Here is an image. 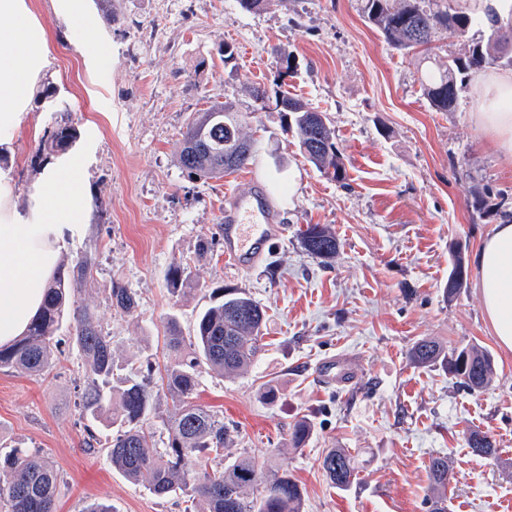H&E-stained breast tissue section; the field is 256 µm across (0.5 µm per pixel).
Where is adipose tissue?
I'll return each mask as SVG.
<instances>
[{
  "label": "adipose tissue",
  "instance_id": "adipose-tissue-1",
  "mask_svg": "<svg viewBox=\"0 0 512 512\" xmlns=\"http://www.w3.org/2000/svg\"><path fill=\"white\" fill-rule=\"evenodd\" d=\"M0 144L8 143L31 101L35 78L48 49L45 31L26 0H0ZM487 106L475 120L487 145L512 168V73L489 72L474 79ZM78 160H54L43 168L27 213L9 203L11 187L0 178V345L22 336L39 312L61 254L91 216ZM472 261L486 315L500 345L512 351V222L494 225Z\"/></svg>",
  "mask_w": 512,
  "mask_h": 512
}]
</instances>
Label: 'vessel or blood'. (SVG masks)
<instances>
[{"instance_id":"b4317fda","label":"vessel or blood","mask_w":512,"mask_h":512,"mask_svg":"<svg viewBox=\"0 0 512 512\" xmlns=\"http://www.w3.org/2000/svg\"><path fill=\"white\" fill-rule=\"evenodd\" d=\"M268 197L265 184L253 181L249 190L235 194L232 209L221 219L224 259L235 267L254 266L275 236Z\"/></svg>"}]
</instances>
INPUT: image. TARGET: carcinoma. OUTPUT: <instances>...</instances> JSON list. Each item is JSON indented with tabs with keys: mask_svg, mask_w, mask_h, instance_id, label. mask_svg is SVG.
<instances>
[{
	"mask_svg": "<svg viewBox=\"0 0 512 512\" xmlns=\"http://www.w3.org/2000/svg\"><path fill=\"white\" fill-rule=\"evenodd\" d=\"M361 13L393 48L431 50L436 36L449 31L467 37L471 27L489 30L484 44L475 43L461 57L446 63L426 56L431 71L422 77L423 95L436 112H452L457 100L458 81L472 72L496 66L512 67V30L503 29L497 14L467 12L454 0H360ZM275 100L291 102L295 109L286 130L295 133L307 160L320 173L341 182L345 179L342 154L327 117L285 91ZM78 139L74 125H57L41 140L38 153L64 154ZM322 147L313 149L312 142ZM253 144L241 134V122L228 104H213L198 113L183 136L179 163L188 177L210 179L238 170L252 158ZM307 254L325 263L336 257L339 242L323 224H310L302 233ZM93 254L87 253L68 269H58L44 302L27 331L11 344L0 346V371L39 375L53 365L55 341L65 317L74 286L92 275ZM452 269L460 280L448 277L443 294L450 300L466 284L464 253L452 255ZM113 308L125 315L137 309L136 295L119 282L104 285ZM215 303L201 311L192 336H182L176 321L168 322V360L160 376L161 389L172 399L174 411L166 417L156 412L155 368L148 363L123 379V385L108 396L114 372L109 337L98 328L94 313L73 309L75 341L88 366V383L81 394V408L94 421L112 429L107 457L112 468L127 478L143 483L156 496L181 495L200 506L199 512H303V492L288 472L280 471L256 458L239 454L222 470H208L206 455H224L232 435L224 419L194 402L202 369L237 373L247 370L263 350L261 327L265 313L249 293L238 288H219ZM417 366L438 365L465 388L479 392L490 382L493 357L475 346L446 350L433 339H420L410 350ZM161 418L167 434L162 448L152 447L153 435L147 421ZM313 423L302 419L293 424L290 441L301 448ZM473 453L497 458L495 440L473 431L467 437ZM334 487L346 490L357 476L352 455L343 448L330 449L320 461ZM429 512H447L448 461L433 457L429 463ZM59 478L57 469L36 452L12 448L0 453V509L3 512H55Z\"/></svg>",
	"mask_w": 512,
	"mask_h": 512,
	"instance_id": "1",
	"label": "carcinoma"
}]
</instances>
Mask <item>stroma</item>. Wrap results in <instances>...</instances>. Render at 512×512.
I'll return each mask as SVG.
<instances>
[{"label": "stroma", "instance_id": "obj_1", "mask_svg": "<svg viewBox=\"0 0 512 512\" xmlns=\"http://www.w3.org/2000/svg\"><path fill=\"white\" fill-rule=\"evenodd\" d=\"M49 35L45 66L18 130L0 152L11 205L26 212L52 127L72 123V155L83 162L91 219L63 252L72 266L96 257L77 305L93 311L112 342L116 378L141 364L163 367L165 327L191 334L214 287L239 288L266 310L265 350L245 372L203 369L196 401L223 416L234 452L288 471L304 512H427L429 460L450 465L448 512H512V353L498 345L477 288L478 272L445 301L452 253L472 255L512 211V175L484 147L471 84L456 108L437 112L420 79L423 53L392 48L361 16L359 0H82L87 29H70L58 0H27ZM236 45L225 62V42ZM283 87L325 112L344 157L346 179L330 180L300 153L282 113L261 108L249 89ZM232 103L254 143L246 166L221 179L191 180L178 164L196 112ZM263 178L283 227L256 268L225 263L216 226L249 175ZM323 224L340 247L330 262L300 245ZM189 274L174 294L173 264ZM135 293L134 315L116 312L102 288ZM432 338L448 349L474 345L494 359L487 390L470 392L441 367L409 359ZM55 366L30 376L0 371V445L40 450L57 467L56 512L96 501L112 512H184L182 496L159 498L112 468L102 426L79 409L87 384L70 326L57 334ZM351 368L354 383L324 381L325 363ZM275 389V400L265 393ZM312 420L305 446L289 429ZM489 433L497 458L474 454L470 431ZM332 448L358 460L350 489L320 467Z\"/></svg>", "mask_w": 512, "mask_h": 512}]
</instances>
